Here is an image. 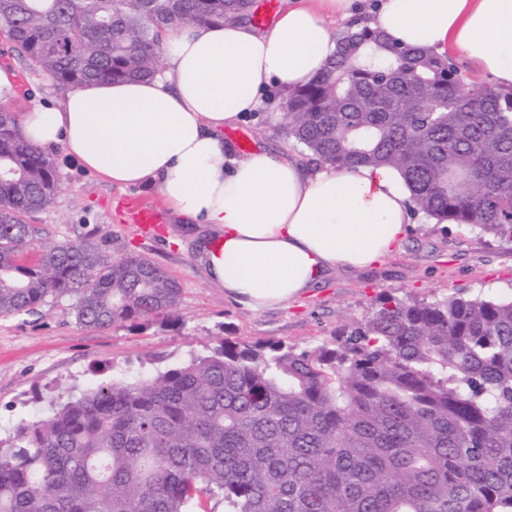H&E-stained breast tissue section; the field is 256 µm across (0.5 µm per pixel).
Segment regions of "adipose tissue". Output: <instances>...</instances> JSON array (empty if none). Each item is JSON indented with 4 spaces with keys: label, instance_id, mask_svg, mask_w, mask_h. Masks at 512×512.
<instances>
[{
    "label": "adipose tissue",
    "instance_id": "ef3b65f1",
    "mask_svg": "<svg viewBox=\"0 0 512 512\" xmlns=\"http://www.w3.org/2000/svg\"><path fill=\"white\" fill-rule=\"evenodd\" d=\"M351 0H284L264 28L202 23L167 31L153 78L100 81L19 116L24 137L111 184L152 188L180 223L206 234L210 281L247 308L281 306L339 267L390 255L411 221L391 168L307 167L265 148L237 159L224 129L272 85L314 81L336 49L329 22ZM361 24L392 41L455 54L512 88V0H377Z\"/></svg>",
    "mask_w": 512,
    "mask_h": 512
}]
</instances>
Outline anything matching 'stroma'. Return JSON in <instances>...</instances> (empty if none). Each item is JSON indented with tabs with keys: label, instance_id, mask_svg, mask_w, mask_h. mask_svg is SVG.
I'll return each instance as SVG.
<instances>
[{
	"label": "stroma",
	"instance_id": "35a3bbf8",
	"mask_svg": "<svg viewBox=\"0 0 512 512\" xmlns=\"http://www.w3.org/2000/svg\"><path fill=\"white\" fill-rule=\"evenodd\" d=\"M0 67L16 75V112L32 104L56 105L65 93L29 63L11 55L0 38ZM282 93L269 87L258 111L238 123L251 145L303 155L280 127ZM61 192L54 208L34 214L44 238L56 242L96 232L107 253L151 256L180 283L182 299L173 322L118 323L106 330L79 326L68 316L71 299L50 300L36 313L0 318V429L32 420L34 392L67 400L71 390L205 355L224 340L284 342L313 349L331 342L338 329L363 319L382 299L435 301L442 295L512 294V242L461 224L413 216L401 246L383 263L365 269L336 268L281 307L251 310L225 295L206 276L198 246L177 224L157 191L139 190L161 216L151 232L125 221L126 190L98 174L53 155Z\"/></svg>",
	"mask_w": 512,
	"mask_h": 512
}]
</instances>
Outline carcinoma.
<instances>
[{"instance_id":"1","label":"carcinoma","mask_w":512,"mask_h":512,"mask_svg":"<svg viewBox=\"0 0 512 512\" xmlns=\"http://www.w3.org/2000/svg\"><path fill=\"white\" fill-rule=\"evenodd\" d=\"M254 0H0L11 51L68 87L155 72L162 32L254 21ZM284 131L337 169L397 170L417 214L512 241V90L350 26ZM49 154L0 108V318L73 298L75 323L176 318L152 258L51 246ZM512 512V296L385 299L335 342L225 340L48 401L0 437V512Z\"/></svg>"}]
</instances>
